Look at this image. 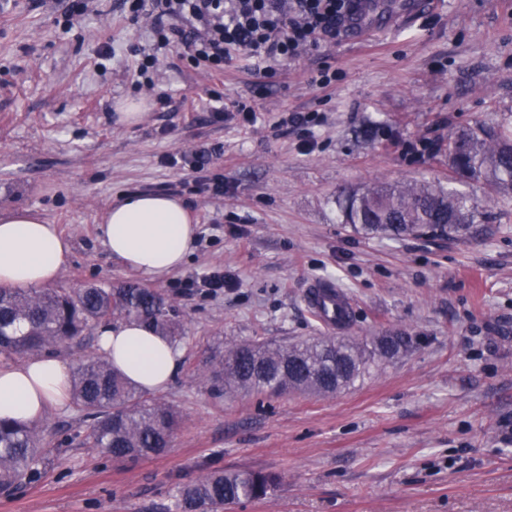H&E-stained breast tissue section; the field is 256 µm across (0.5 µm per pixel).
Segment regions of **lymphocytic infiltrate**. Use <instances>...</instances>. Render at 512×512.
<instances>
[{
  "mask_svg": "<svg viewBox=\"0 0 512 512\" xmlns=\"http://www.w3.org/2000/svg\"><path fill=\"white\" fill-rule=\"evenodd\" d=\"M359 0H128L132 15L152 7L158 44H188L194 58L223 68L244 52L273 75L301 50L352 27ZM175 18L167 27L163 17Z\"/></svg>",
  "mask_w": 512,
  "mask_h": 512,
  "instance_id": "lymphocytic-infiltrate-1",
  "label": "lymphocytic infiltrate"
}]
</instances>
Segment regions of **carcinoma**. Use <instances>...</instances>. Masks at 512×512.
Listing matches in <instances>:
<instances>
[{
	"instance_id": "cac0c4a2",
	"label": "carcinoma",
	"mask_w": 512,
	"mask_h": 512,
	"mask_svg": "<svg viewBox=\"0 0 512 512\" xmlns=\"http://www.w3.org/2000/svg\"><path fill=\"white\" fill-rule=\"evenodd\" d=\"M448 169L459 180L512 190V138L483 127L448 133ZM336 205L355 231L391 239H455L488 230L489 214L469 194L438 182H375L342 190ZM176 311L158 292L135 284L71 290L0 288V348L20 356L53 351L114 319L134 320L171 342ZM411 337L312 336L289 344L232 340L202 368L209 390L227 394L290 392L328 398L406 351ZM70 404L91 420L83 444L115 460L164 453L183 422L177 409L149 397L103 357L70 376ZM37 421L0 419V491L39 480L47 465ZM279 477L263 471H210L181 486L178 512H217L274 492Z\"/></svg>"
}]
</instances>
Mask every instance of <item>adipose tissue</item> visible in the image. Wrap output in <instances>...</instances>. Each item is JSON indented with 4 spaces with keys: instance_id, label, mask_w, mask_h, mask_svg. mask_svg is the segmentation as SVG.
<instances>
[{
    "instance_id": "obj_1",
    "label": "adipose tissue",
    "mask_w": 512,
    "mask_h": 512,
    "mask_svg": "<svg viewBox=\"0 0 512 512\" xmlns=\"http://www.w3.org/2000/svg\"><path fill=\"white\" fill-rule=\"evenodd\" d=\"M112 254L135 271L155 278L180 268L193 250L194 217L178 197L163 193L126 195L101 226ZM70 256L56 225L28 210L0 217V284L41 288L55 283ZM99 352L143 390L160 392L174 379L182 351L134 321L99 330ZM70 375L63 363L30 357L0 366V418L35 420L50 405L69 402Z\"/></svg>"
}]
</instances>
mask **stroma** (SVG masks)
Here are the masks:
<instances>
[{
  "instance_id": "stroma-1",
  "label": "stroma",
  "mask_w": 512,
  "mask_h": 512,
  "mask_svg": "<svg viewBox=\"0 0 512 512\" xmlns=\"http://www.w3.org/2000/svg\"><path fill=\"white\" fill-rule=\"evenodd\" d=\"M34 2L0 0V216L32 210L69 241L55 289L129 282L172 302L183 359L161 397L183 425L166 453L117 461L84 446L82 414L48 406L49 464L0 492V512H176L178 486L215 469L281 477L233 512H512V192L462 184L493 222L454 240L357 232L335 203L342 187L447 181L449 131L512 136V0H378L415 12L307 48L274 76L239 58L210 73L170 45L147 84L135 69L150 14ZM326 67L336 80L323 88ZM125 98L147 104L138 125L115 121ZM285 112L318 117L311 143L279 127ZM201 147L213 151L204 172L164 161ZM134 192L180 197L197 219L194 252L161 280L128 269L100 233ZM214 271L226 285L209 296L196 282ZM324 281L350 294L349 327L308 310L306 289ZM385 331L411 348L330 398L217 397L196 377L232 340Z\"/></svg>"
}]
</instances>
